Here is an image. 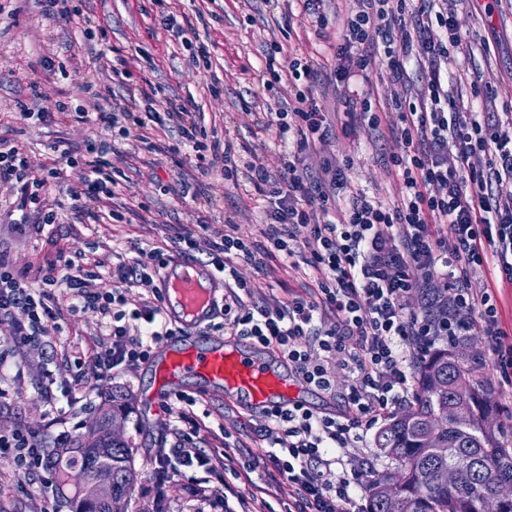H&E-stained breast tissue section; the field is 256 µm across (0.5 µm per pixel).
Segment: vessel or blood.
<instances>
[{"mask_svg": "<svg viewBox=\"0 0 512 512\" xmlns=\"http://www.w3.org/2000/svg\"><path fill=\"white\" fill-rule=\"evenodd\" d=\"M157 285L164 315L177 328L154 349V368L166 387L179 389L181 379L191 377L203 389L224 391L236 403L262 412L302 402L304 383L280 370L271 351L252 340L242 343L210 332L224 298V277L214 266L173 251Z\"/></svg>", "mask_w": 512, "mask_h": 512, "instance_id": "1", "label": "vessel or blood"}]
</instances>
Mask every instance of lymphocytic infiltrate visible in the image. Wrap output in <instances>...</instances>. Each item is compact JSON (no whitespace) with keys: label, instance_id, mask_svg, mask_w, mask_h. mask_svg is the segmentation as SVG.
Here are the masks:
<instances>
[{"label":"lymphocytic infiltrate","instance_id":"f902f5d3","mask_svg":"<svg viewBox=\"0 0 512 512\" xmlns=\"http://www.w3.org/2000/svg\"><path fill=\"white\" fill-rule=\"evenodd\" d=\"M297 2L310 30L328 40L334 74L343 86L368 82L378 61L398 84L405 81L408 59L425 67L423 87L392 100L400 145L388 161L402 183L398 200L385 202L351 187L344 167L322 156L329 114L313 95L312 69L303 57L293 58L287 73L270 65L258 77L262 87L288 89L287 105L268 113L263 125L276 143L290 147L281 178L272 176L258 155L241 156L232 136L195 140V112L173 102L157 110L153 87L142 89L141 109H79L75 116L124 138L168 121L192 141L194 151L208 152L207 168L223 171L225 180L261 197V241L240 237L229 220L220 228L198 224L175 231L171 242L201 250L223 273L224 320L217 330L255 339L336 403L332 412L298 405L265 413L256 432L269 447L268 484L288 488L287 512H359L360 477L339 467L334 452L351 447L373 418L404 401L427 350L452 336L483 335L489 359L512 387V335L502 326L495 294L512 287V195L493 191L512 184V114L503 120L480 118L464 102V61L456 69L448 67L451 54L465 60L474 52L459 30V7L466 0H425L420 7L414 0H356L355 14L333 38L327 33L328 0ZM367 44L373 54L364 52ZM112 152L108 141L90 138L74 200L112 197ZM310 156L319 158L324 174L314 187L298 172ZM27 167L24 150L0 138V190L15 198L17 227L38 232L58 223L59 203L25 181ZM342 193L348 198L344 205L338 200ZM440 224L447 225L448 238L439 236ZM279 255L298 259L313 272L310 295L255 302L258 289L240 276L238 262L265 274ZM163 261L160 250L145 261L119 259L110 269L112 290L104 293L95 286L100 260L64 258L32 277L0 251V325L19 350L39 340L45 323L91 311L99 314L105 334L91 356L93 378H104L121 365H139L149 359L154 344L174 333L157 287ZM488 264L491 287L474 294L470 278ZM419 268L439 277L454 316L434 324L408 304L421 288L415 276ZM133 288L139 289L138 297H130ZM338 369L350 377L349 386H337ZM196 403L181 392L166 403L172 441L153 459L156 480L207 467L209 458L200 450L207 426L197 418ZM0 454L28 469L42 468L44 462L40 441L24 428L0 435ZM330 470L335 479H325Z\"/></svg>","mask_w":512,"mask_h":512}]
</instances>
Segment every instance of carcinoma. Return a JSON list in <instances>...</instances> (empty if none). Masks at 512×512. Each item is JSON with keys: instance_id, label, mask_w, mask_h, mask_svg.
Segmentation results:
<instances>
[{"instance_id": "cac0c4a2", "label": "carcinoma", "mask_w": 512, "mask_h": 512, "mask_svg": "<svg viewBox=\"0 0 512 512\" xmlns=\"http://www.w3.org/2000/svg\"><path fill=\"white\" fill-rule=\"evenodd\" d=\"M461 336L443 343L420 360L416 368L413 402L378 430L375 445L396 463L395 471L373 475L364 485L363 512H485L499 487L512 486V439L487 426L497 412L491 390L482 377V363L463 358L457 348ZM104 413L124 419L129 406L112 395ZM59 507L67 512H105V507L82 494L89 480H112L113 496L128 510L140 473L136 449L128 441H114L104 432L81 431L63 445L45 446ZM465 466L474 479L463 485L444 484L441 470ZM400 481L393 501L382 488L391 478Z\"/></svg>"}]
</instances>
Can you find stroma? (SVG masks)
I'll use <instances>...</instances> for the list:
<instances>
[{"label": "stroma", "mask_w": 512, "mask_h": 512, "mask_svg": "<svg viewBox=\"0 0 512 512\" xmlns=\"http://www.w3.org/2000/svg\"><path fill=\"white\" fill-rule=\"evenodd\" d=\"M68 12L45 14L38 0H0V135L13 139L31 162L29 180L42 179L52 165L55 143L66 142L73 153L83 151L85 140L93 137L92 126L68 119L65 122H23L17 117L20 103H32L30 80H37L47 101L61 103L66 111L76 107L111 108L113 102L132 104L140 99L146 85L157 88L159 101L182 103L194 100L202 112L201 124L216 133L230 131L240 149L263 157L273 173H280V147L262 130L266 119L255 103L262 96L259 71L265 70L267 43L276 40L283 47L278 62L288 56L306 57L313 70L312 90L327 111L336 115L324 146L325 155L348 168L352 184L383 200L395 199L400 183L388 165V157L399 143L388 127L378 129L361 122L350 136H343L338 116L347 112L354 94L335 79L324 40L307 29L296 0H69ZM207 32V63L192 65L190 52L171 40L163 26L164 16ZM459 25L466 38L490 42L491 54L475 53L468 65L472 77L490 86L491 96H478L476 111L512 113V10L496 13L493 24L483 23L479 13L460 10ZM95 39H88V32ZM125 72H112L117 61ZM94 83L98 98L85 88ZM113 161L120 182L112 198L91 203L96 223L70 210V193L81 185L78 167L63 170L50 195L65 209L60 223L41 233H20L10 224L11 207L0 200V250L8 253L20 270L37 273L54 261L58 253L71 258L86 256L111 260L113 253L139 257L167 244L172 224H214L234 220L243 236L260 239L264 220L262 203L256 195L225 182L221 171L202 172L191 146L172 155L145 152L139 141L117 142ZM203 188L211 204L195 205L182 198L183 183ZM245 277L256 278L264 292L278 297L307 292L312 273L295 267L291 260L274 261L268 275H255L241 266ZM100 330L94 313H78L48 327L47 340L24 352L7 348V335L0 329V355L9 368L0 374V434L23 427L50 444L76 433L77 424L88 421L109 394L126 395L132 411L121 420V434L137 448L136 466L145 481L135 493L133 512H148L156 491H163L169 512H196L184 480L171 478L155 483L151 458L155 449L167 444L168 414L151 407L150 399L162 387L150 363L116 369L106 379L87 389L75 407L66 404L63 380L69 379L76 358H88ZM56 378L51 392L42 388L46 378ZM201 394L207 411L205 422L213 434L204 450L211 469L206 474L211 486L223 485L230 502L248 498L253 486L264 485L262 463L265 451L253 448L255 469L249 477L234 479L222 448L224 433L251 441L260 422L259 412L229 399L223 392ZM375 432H368L355 447L340 449L364 477L390 471L394 462L375 446ZM36 477L18 466L10 455H0V512H57L54 484L31 495Z\"/></svg>", "instance_id": "stroma-1"}]
</instances>
